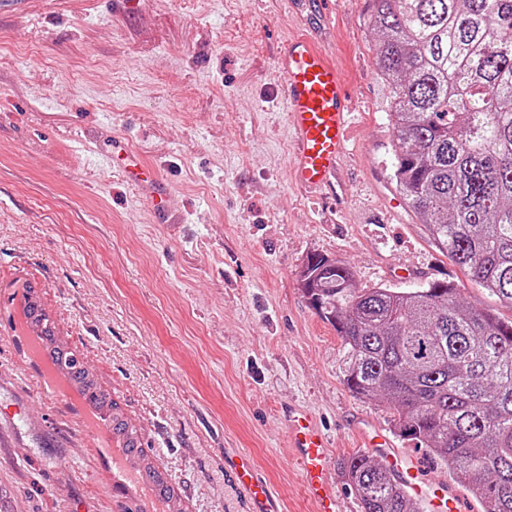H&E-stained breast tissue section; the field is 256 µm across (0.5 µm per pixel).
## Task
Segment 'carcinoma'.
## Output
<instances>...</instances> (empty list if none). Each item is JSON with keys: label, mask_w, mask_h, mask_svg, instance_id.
I'll use <instances>...</instances> for the list:
<instances>
[{"label": "carcinoma", "mask_w": 512, "mask_h": 512, "mask_svg": "<svg viewBox=\"0 0 512 512\" xmlns=\"http://www.w3.org/2000/svg\"><path fill=\"white\" fill-rule=\"evenodd\" d=\"M375 64L393 86V181L430 238L512 306V0H371ZM344 345L345 382L389 405L401 437L466 484L482 512H512V320L462 301L450 281L358 288L321 254L299 272ZM30 323L58 367L110 422L129 465L169 512L180 494L85 362L57 342L36 301ZM362 512H421L367 452L341 464Z\"/></svg>", "instance_id": "carcinoma-1"}]
</instances>
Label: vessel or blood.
Returning <instances> with one entry per match:
<instances>
[{
  "label": "vessel or blood",
  "instance_id": "obj_1",
  "mask_svg": "<svg viewBox=\"0 0 512 512\" xmlns=\"http://www.w3.org/2000/svg\"><path fill=\"white\" fill-rule=\"evenodd\" d=\"M282 80L283 103L294 145L290 172L296 185L320 193L328 189L346 148L351 112L350 94L342 70L306 35L288 40L275 59ZM126 182L141 186L157 223L168 220L167 192L158 175L133 150H126ZM289 446L302 464L303 480L317 512H337L336 491L328 476V442L312 415L289 409ZM396 480L414 493H427L434 512H456L459 495L438 477H423L417 463L401 464L390 456ZM224 469L246 496L250 512H278L268 488L246 456L228 453Z\"/></svg>",
  "mask_w": 512,
  "mask_h": 512
}]
</instances>
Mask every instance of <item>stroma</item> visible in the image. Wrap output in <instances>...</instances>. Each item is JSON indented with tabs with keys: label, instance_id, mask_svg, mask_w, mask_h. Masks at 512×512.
<instances>
[{
	"label": "stroma",
	"instance_id": "35a3bbf8",
	"mask_svg": "<svg viewBox=\"0 0 512 512\" xmlns=\"http://www.w3.org/2000/svg\"><path fill=\"white\" fill-rule=\"evenodd\" d=\"M368 0H20L0 7V512H119L117 476L83 407L45 389L15 326L33 286L180 492L181 512H247L224 475L244 453L281 512H315L281 410L325 430L343 512L361 504L341 462L388 406L345 383L342 342L298 272L312 254L357 287L453 282L512 318L431 242L390 179V90ZM315 36L346 75L354 114L338 195L290 179L274 58ZM171 185L168 224L107 163L113 141Z\"/></svg>",
	"mask_w": 512,
	"mask_h": 512
}]
</instances>
